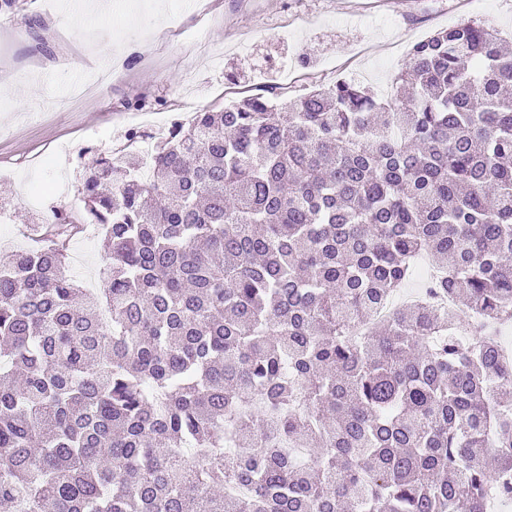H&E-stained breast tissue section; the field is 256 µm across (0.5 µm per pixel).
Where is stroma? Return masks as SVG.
<instances>
[{"label": "stroma", "instance_id": "obj_1", "mask_svg": "<svg viewBox=\"0 0 512 512\" xmlns=\"http://www.w3.org/2000/svg\"><path fill=\"white\" fill-rule=\"evenodd\" d=\"M21 0L0 14V255L34 245L45 205L81 207L87 165L137 102L176 114L277 86L392 87L419 41L472 21L512 39V0Z\"/></svg>", "mask_w": 512, "mask_h": 512}]
</instances>
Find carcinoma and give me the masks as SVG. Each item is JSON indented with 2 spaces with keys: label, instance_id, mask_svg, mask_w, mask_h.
<instances>
[{
  "label": "carcinoma",
  "instance_id": "carcinoma-1",
  "mask_svg": "<svg viewBox=\"0 0 512 512\" xmlns=\"http://www.w3.org/2000/svg\"><path fill=\"white\" fill-rule=\"evenodd\" d=\"M512 51L463 22L384 99L275 88L0 262V512H484L512 501ZM101 229L102 288L69 269ZM432 257L427 298L379 302ZM447 294L483 321L464 347Z\"/></svg>",
  "mask_w": 512,
  "mask_h": 512
}]
</instances>
